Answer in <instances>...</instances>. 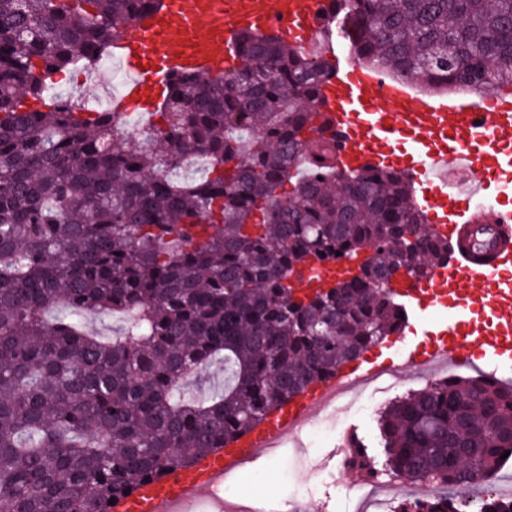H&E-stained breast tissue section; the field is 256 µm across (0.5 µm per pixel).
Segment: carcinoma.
Wrapping results in <instances>:
<instances>
[{"label": "carcinoma", "instance_id": "1", "mask_svg": "<svg viewBox=\"0 0 512 512\" xmlns=\"http://www.w3.org/2000/svg\"><path fill=\"white\" fill-rule=\"evenodd\" d=\"M161 2L0 0V512H109L216 453L396 330L393 273L448 258L406 174L337 166L319 123L334 66L274 33L240 32L222 76L175 75L138 135L127 112L49 93ZM344 2L359 62L433 90L512 87V0ZM190 157L205 174L176 179ZM306 271L337 282L297 299ZM103 312L125 318L110 338L83 325ZM217 360L224 377L200 384ZM379 433L385 461L354 440L356 467L457 512L445 491L512 458V384L435 383L381 411Z\"/></svg>", "mask_w": 512, "mask_h": 512}]
</instances>
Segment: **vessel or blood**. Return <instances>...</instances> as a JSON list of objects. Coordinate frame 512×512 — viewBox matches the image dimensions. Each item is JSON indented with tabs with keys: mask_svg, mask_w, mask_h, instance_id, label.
<instances>
[{
	"mask_svg": "<svg viewBox=\"0 0 512 512\" xmlns=\"http://www.w3.org/2000/svg\"><path fill=\"white\" fill-rule=\"evenodd\" d=\"M338 18L328 0H166L165 9L127 24L115 45V58L132 74L121 103L143 102L175 71L222 74L245 29H272L292 48L336 58L335 73L323 87V117L336 137L341 167L402 166L430 231L450 247L447 261L427 278L391 284L403 307L430 304L458 313L446 335L410 352L404 366L452 365L468 352L512 363V212L474 203L512 171V95L415 94L409 84L388 80L383 68L361 65L350 55L336 57L323 34ZM473 310L489 312L492 325L462 319V312ZM386 369L377 353H361L328 381L298 391L220 452L141 485L112 512H180L212 496L223 487L225 473L320 412L332 390Z\"/></svg>",
	"mask_w": 512,
	"mask_h": 512,
	"instance_id": "vessel-or-blood-1",
	"label": "vessel or blood"
}]
</instances>
